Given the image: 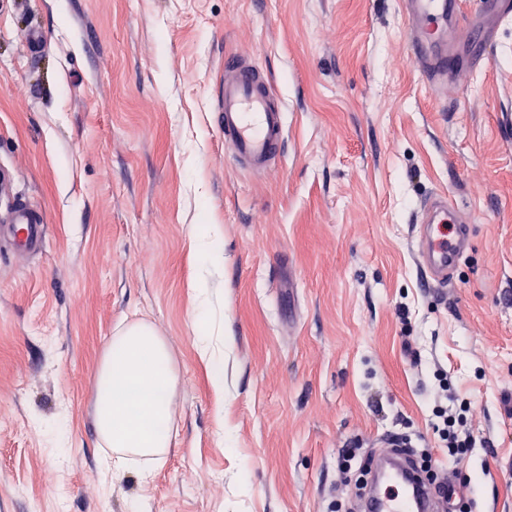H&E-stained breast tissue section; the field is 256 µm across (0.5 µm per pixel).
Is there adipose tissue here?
<instances>
[{
	"label": "adipose tissue",
	"mask_w": 512,
	"mask_h": 512,
	"mask_svg": "<svg viewBox=\"0 0 512 512\" xmlns=\"http://www.w3.org/2000/svg\"><path fill=\"white\" fill-rule=\"evenodd\" d=\"M129 381L146 388L142 398L133 403L116 394L117 388ZM174 385L167 347L151 325L131 324L113 336L97 370L95 416L103 447L113 451V465H125L131 454L160 460L169 436L157 427L169 421V395Z\"/></svg>",
	"instance_id": "obj_1"
}]
</instances>
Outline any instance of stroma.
Segmentation results:
<instances>
[{"instance_id": "1", "label": "stroma", "mask_w": 512, "mask_h": 512, "mask_svg": "<svg viewBox=\"0 0 512 512\" xmlns=\"http://www.w3.org/2000/svg\"><path fill=\"white\" fill-rule=\"evenodd\" d=\"M483 25L460 37L483 64L437 95L399 0H0V166L48 224L0 253V512H336L344 449L386 432L472 512H512V23ZM229 53L285 105L265 175L214 125ZM440 191L473 225L444 291L412 243ZM141 321L176 377L147 479L94 428L99 362ZM441 407L473 413L454 463Z\"/></svg>"}]
</instances>
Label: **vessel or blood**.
<instances>
[{"label":"vessel or blood","instance_id":"obj_1","mask_svg":"<svg viewBox=\"0 0 512 512\" xmlns=\"http://www.w3.org/2000/svg\"><path fill=\"white\" fill-rule=\"evenodd\" d=\"M408 53L422 81L433 90L455 80V44L461 35V0H400ZM217 127L232 151L235 166L250 174L273 168L284 150V105L262 66L237 56L224 60V81L217 106ZM417 256L428 287L445 289L454 282L460 257L469 250L472 226L457 201L437 192L420 206L414 226ZM45 224L39 211L16 203L0 241L36 251L42 248ZM415 440L397 433L378 436L374 460L379 488L364 500L365 512H448L459 496L453 478H446L447 496L436 495L400 451Z\"/></svg>","mask_w":512,"mask_h":512}]
</instances>
